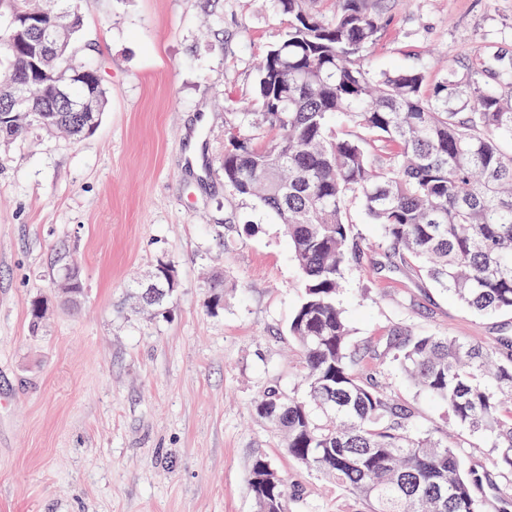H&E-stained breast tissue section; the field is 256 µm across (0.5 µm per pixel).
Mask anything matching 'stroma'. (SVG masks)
Segmentation results:
<instances>
[{
  "mask_svg": "<svg viewBox=\"0 0 512 512\" xmlns=\"http://www.w3.org/2000/svg\"><path fill=\"white\" fill-rule=\"evenodd\" d=\"M368 3L382 20L372 71L434 82L512 55V0ZM78 11L74 52L107 92L99 126L78 141L34 129L0 143V512H256L260 455L288 483V512H358L254 410L266 386L302 389L288 334L300 272L282 224L225 186L221 161L225 126L254 99L256 64L287 15L273 0H79ZM348 211L369 248L345 273L353 345L399 327L512 336V314H474L392 266L381 228L359 201ZM161 262L178 288L157 314L132 287ZM71 270L81 292L67 301ZM380 369L415 430L445 427V408L395 362Z\"/></svg>",
  "mask_w": 512,
  "mask_h": 512,
  "instance_id": "1",
  "label": "stroma"
}]
</instances>
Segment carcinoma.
<instances>
[{
    "instance_id": "1",
    "label": "carcinoma",
    "mask_w": 512,
    "mask_h": 512,
    "mask_svg": "<svg viewBox=\"0 0 512 512\" xmlns=\"http://www.w3.org/2000/svg\"><path fill=\"white\" fill-rule=\"evenodd\" d=\"M0 0V140L39 128L78 141L107 106L101 80L62 86L30 73L13 18L38 12L49 27L69 18L64 63L73 60L76 0ZM288 29L259 68L261 121L236 112L225 128L224 184L270 211L288 234L302 295L288 326L300 348L299 399L263 390L259 418L282 431L289 456L314 468L369 512H484L477 496L492 475L464 468L448 436L414 432L412 408L395 401L376 366L377 348H353L338 296L344 272L364 249L347 218L360 200L389 242V258L416 264L438 287L478 312H512V58L496 56L480 76L433 85L423 72L374 73L364 52L378 40L367 0H336L326 20L307 0H274ZM28 79L27 104L13 112L12 82ZM88 103L90 111L77 113ZM43 297L30 304L32 331ZM386 348L424 395L447 409L448 424L481 432L498 449L497 473L512 475V341L486 345L398 330ZM249 484L256 512H286V482L263 456Z\"/></svg>"
}]
</instances>
